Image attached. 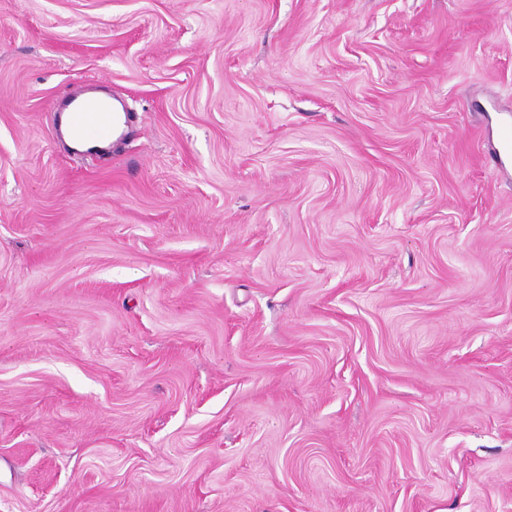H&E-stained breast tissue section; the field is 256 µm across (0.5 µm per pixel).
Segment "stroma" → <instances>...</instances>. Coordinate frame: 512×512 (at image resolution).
<instances>
[{
    "instance_id": "obj_1",
    "label": "stroma",
    "mask_w": 512,
    "mask_h": 512,
    "mask_svg": "<svg viewBox=\"0 0 512 512\" xmlns=\"http://www.w3.org/2000/svg\"><path fill=\"white\" fill-rule=\"evenodd\" d=\"M506 124L512 0H0V512H512ZM83 95L69 97L61 110L69 112L70 132L74 139L83 142L106 140L112 136L121 117L115 113L112 102Z\"/></svg>"
}]
</instances>
